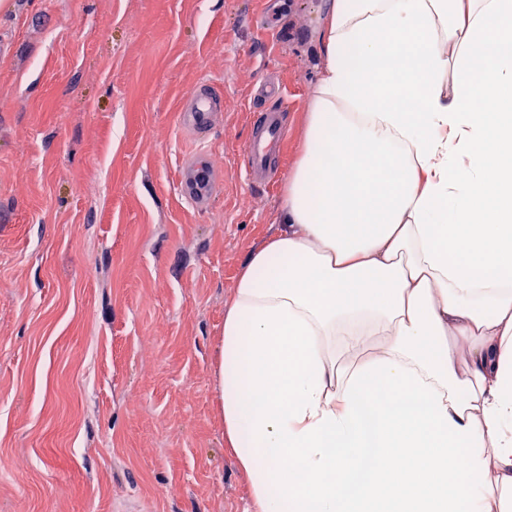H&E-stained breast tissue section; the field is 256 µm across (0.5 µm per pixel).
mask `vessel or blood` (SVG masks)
<instances>
[{"label":"vessel or blood","instance_id":"obj_1","mask_svg":"<svg viewBox=\"0 0 512 512\" xmlns=\"http://www.w3.org/2000/svg\"><path fill=\"white\" fill-rule=\"evenodd\" d=\"M224 98L214 85L199 84L185 99L180 111L182 125L198 139H205L219 112ZM283 110L266 108L252 117V135L245 146L242 164L247 173L274 179L278 173L276 155L286 140ZM179 194L190 206L207 210L211 202L224 190V174L215 168L207 152H196L182 162Z\"/></svg>","mask_w":512,"mask_h":512}]
</instances>
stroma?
<instances>
[{"label": "stroma", "mask_w": 512, "mask_h": 512, "mask_svg": "<svg viewBox=\"0 0 512 512\" xmlns=\"http://www.w3.org/2000/svg\"><path fill=\"white\" fill-rule=\"evenodd\" d=\"M323 0H8L0 8V512H253L212 370L238 269L283 182L242 153L266 73L291 169ZM224 112L178 124L200 81ZM224 194L196 212L183 159ZM178 189L190 206L204 211L223 192L224 174L212 165L207 152L198 151L183 160Z\"/></svg>", "instance_id": "obj_1"}]
</instances>
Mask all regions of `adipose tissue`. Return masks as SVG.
<instances>
[{
    "label": "adipose tissue",
    "mask_w": 512,
    "mask_h": 512,
    "mask_svg": "<svg viewBox=\"0 0 512 512\" xmlns=\"http://www.w3.org/2000/svg\"><path fill=\"white\" fill-rule=\"evenodd\" d=\"M213 370L256 512H512V0H328Z\"/></svg>",
    "instance_id": "adipose-tissue-1"
}]
</instances>
